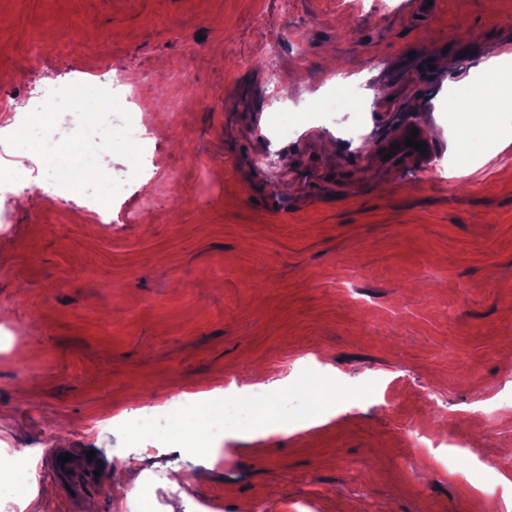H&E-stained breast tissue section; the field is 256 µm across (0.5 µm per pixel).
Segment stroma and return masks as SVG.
<instances>
[{
    "label": "stroma",
    "instance_id": "stroma-1",
    "mask_svg": "<svg viewBox=\"0 0 512 512\" xmlns=\"http://www.w3.org/2000/svg\"><path fill=\"white\" fill-rule=\"evenodd\" d=\"M505 42L512 0H0V123L110 60L153 103V196L76 120L39 157L121 184L111 223L0 199V463L29 449L42 512H506L412 434L512 449V145L482 164L458 86ZM339 74L354 104L305 109ZM226 383L306 406L258 429L219 399L223 438L184 439L179 395ZM131 408L136 439L104 420Z\"/></svg>",
    "mask_w": 512,
    "mask_h": 512
}]
</instances>
